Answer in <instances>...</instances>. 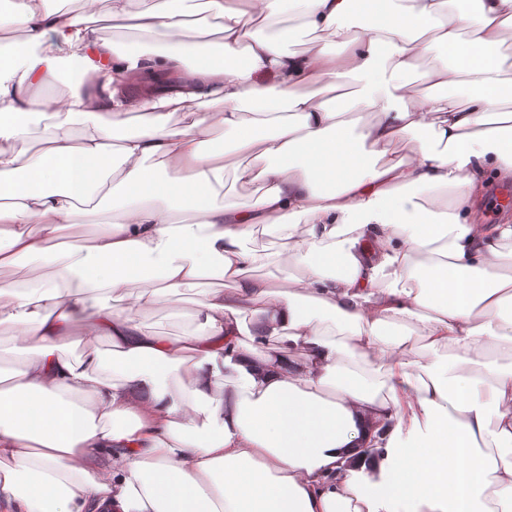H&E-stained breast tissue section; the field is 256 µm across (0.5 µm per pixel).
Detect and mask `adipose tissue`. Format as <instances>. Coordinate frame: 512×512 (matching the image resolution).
<instances>
[{
    "label": "adipose tissue",
    "instance_id": "ef3b65f1",
    "mask_svg": "<svg viewBox=\"0 0 512 512\" xmlns=\"http://www.w3.org/2000/svg\"><path fill=\"white\" fill-rule=\"evenodd\" d=\"M82 2L0 13V271L110 201L46 276L0 282V512H512V224L475 209L512 182V0H205L208 27L192 0H110L137 42ZM286 15L315 40L265 35ZM71 64L39 152L16 149ZM231 154L252 204L217 200ZM193 288L190 332L144 326ZM494 186L504 187L512 190L511 183L504 184L501 182L493 181L488 184L485 194L478 204V211L484 224H499L505 218H508L510 220L512 219V206L511 208H507L504 210H501L500 208L495 211L493 210L492 205L494 203V199L492 196V188Z\"/></svg>",
    "mask_w": 512,
    "mask_h": 512
}]
</instances>
